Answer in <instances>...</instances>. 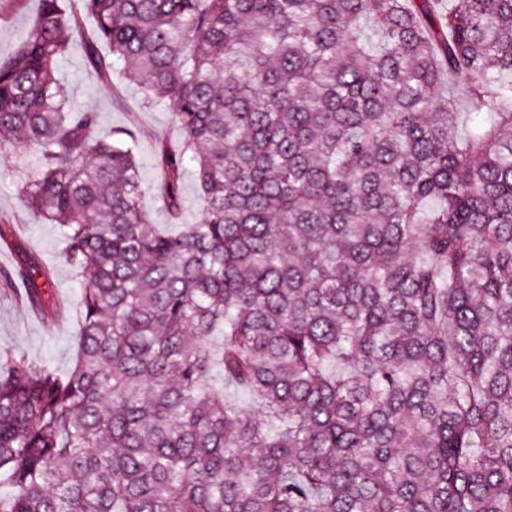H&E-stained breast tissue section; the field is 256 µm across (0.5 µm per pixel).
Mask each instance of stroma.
I'll list each match as a JSON object with an SVG mask.
<instances>
[{
	"instance_id": "1",
	"label": "stroma",
	"mask_w": 512,
	"mask_h": 512,
	"mask_svg": "<svg viewBox=\"0 0 512 512\" xmlns=\"http://www.w3.org/2000/svg\"><path fill=\"white\" fill-rule=\"evenodd\" d=\"M38 8V0H0V60L12 54ZM60 91L68 101L91 105L98 112L103 129L137 123L143 132L141 203L154 223H166L160 177L154 166V141L179 135L170 108L139 109L134 88L127 85L120 74H113L111 86L102 85L85 68L82 52L76 46L60 67ZM31 165V157L21 153L0 156V223L18 225L25 249L52 268L51 291L55 298L67 303L69 311L63 320L47 323L28 312L19 299L18 290L0 289V348L13 350L33 363L48 364L63 372L71 365L78 334L75 307L80 290L60 257L61 245L53 226L37 222L18 196L17 182Z\"/></svg>"
}]
</instances>
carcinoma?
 <instances>
[{"label":"carcinoma","mask_w":512,"mask_h":512,"mask_svg":"<svg viewBox=\"0 0 512 512\" xmlns=\"http://www.w3.org/2000/svg\"><path fill=\"white\" fill-rule=\"evenodd\" d=\"M39 3L0 136L81 333L63 375L0 352V512H512V0ZM74 44L173 109L174 228L62 97ZM184 223L194 224L200 218L202 206L198 197L196 179L192 168L186 172L183 180Z\"/></svg>","instance_id":"1"}]
</instances>
